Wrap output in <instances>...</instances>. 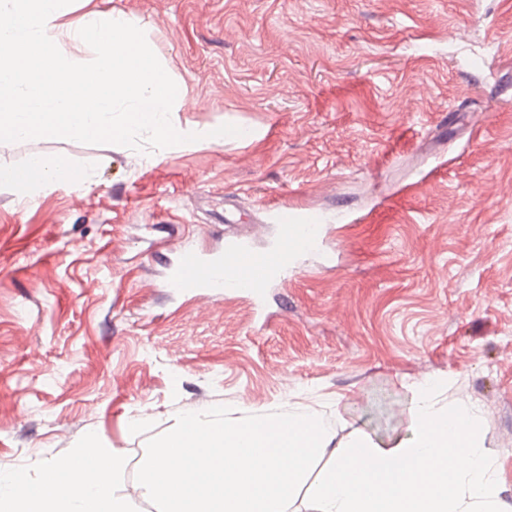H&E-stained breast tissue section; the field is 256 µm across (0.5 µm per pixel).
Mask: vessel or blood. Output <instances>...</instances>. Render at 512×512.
<instances>
[{"mask_svg": "<svg viewBox=\"0 0 512 512\" xmlns=\"http://www.w3.org/2000/svg\"><path fill=\"white\" fill-rule=\"evenodd\" d=\"M274 217L282 225L293 255L304 254L320 243V227L312 218L299 219L280 209ZM281 260L277 248L256 252L235 240L226 241L220 254L189 249L173 267L168 286L179 294L198 290L212 294L225 288L258 299L269 281L279 277Z\"/></svg>", "mask_w": 512, "mask_h": 512, "instance_id": "1", "label": "vessel or blood"}]
</instances>
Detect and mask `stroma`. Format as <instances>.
I'll return each instance as SVG.
<instances>
[{
	"label": "stroma",
	"instance_id": "obj_1",
	"mask_svg": "<svg viewBox=\"0 0 512 512\" xmlns=\"http://www.w3.org/2000/svg\"><path fill=\"white\" fill-rule=\"evenodd\" d=\"M137 21L196 142L150 153L0 143V170L59 158L84 179L0 181V474L118 451L130 512L190 409H316L335 441L405 436L409 385L476 403L512 501V0H74ZM241 128L216 145L202 136ZM233 199L238 220L218 211ZM321 249L262 300L178 295L185 247L261 251L271 207Z\"/></svg>",
	"mask_w": 512,
	"mask_h": 512
}]
</instances>
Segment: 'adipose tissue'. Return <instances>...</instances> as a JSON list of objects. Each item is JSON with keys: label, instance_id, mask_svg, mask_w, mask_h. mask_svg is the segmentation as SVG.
<instances>
[{"label": "adipose tissue", "instance_id": "obj_1", "mask_svg": "<svg viewBox=\"0 0 512 512\" xmlns=\"http://www.w3.org/2000/svg\"><path fill=\"white\" fill-rule=\"evenodd\" d=\"M439 381L411 385L407 436L358 431L333 444L314 413L253 416L234 425L192 410L159 443L140 488L167 512H288L300 496L314 512H512L479 431L477 404L443 408ZM117 457L88 440L66 471L0 477V512H126L109 480Z\"/></svg>", "mask_w": 512, "mask_h": 512}]
</instances>
